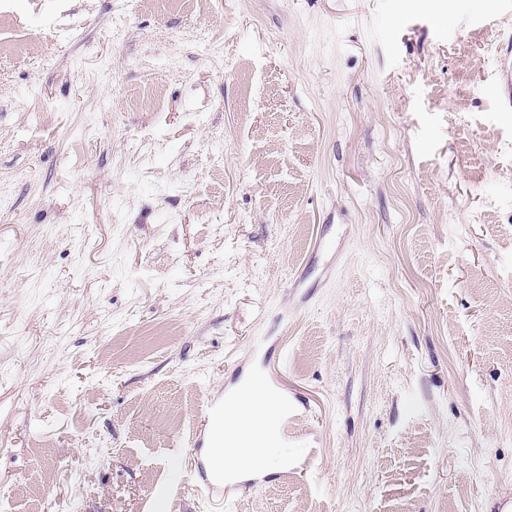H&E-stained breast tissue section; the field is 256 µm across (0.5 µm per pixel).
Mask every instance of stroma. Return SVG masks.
I'll list each match as a JSON object with an SVG mask.
<instances>
[{
    "label": "stroma",
    "instance_id": "35a3bbf8",
    "mask_svg": "<svg viewBox=\"0 0 512 512\" xmlns=\"http://www.w3.org/2000/svg\"><path fill=\"white\" fill-rule=\"evenodd\" d=\"M0 512H502L512 0H15ZM288 468L210 504L261 364ZM499 73L498 97L500 105L512 108V65L505 58L497 66Z\"/></svg>",
    "mask_w": 512,
    "mask_h": 512
}]
</instances>
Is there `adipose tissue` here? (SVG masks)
<instances>
[{"label":"adipose tissue","instance_id":"adipose-tissue-1","mask_svg":"<svg viewBox=\"0 0 512 512\" xmlns=\"http://www.w3.org/2000/svg\"><path fill=\"white\" fill-rule=\"evenodd\" d=\"M288 414V399L266 384H250L249 393L237 400L235 407L225 409L223 431L228 432L224 462L234 468L233 479L243 481L260 472H272L287 467L288 453L275 452L283 417ZM247 423L252 438L240 443L230 435L240 423Z\"/></svg>","mask_w":512,"mask_h":512}]
</instances>
